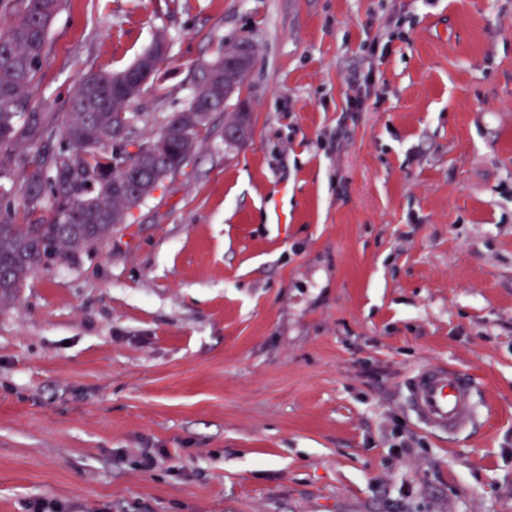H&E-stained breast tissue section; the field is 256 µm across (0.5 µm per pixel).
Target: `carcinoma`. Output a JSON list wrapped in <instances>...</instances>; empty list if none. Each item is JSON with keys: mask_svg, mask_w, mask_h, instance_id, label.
Returning a JSON list of instances; mask_svg holds the SVG:
<instances>
[{"mask_svg": "<svg viewBox=\"0 0 512 512\" xmlns=\"http://www.w3.org/2000/svg\"><path fill=\"white\" fill-rule=\"evenodd\" d=\"M62 0H0L16 20L0 32V180L11 176L17 148L34 150L23 169L22 204L0 210V302L12 299L38 269L71 263L125 222L128 212L156 190V168L179 171L202 132L185 138L201 112L224 110V85L240 87L246 71L224 75L219 59L197 77L187 106L165 118L158 133L140 138L132 111L141 99L143 70L158 69L165 56L147 50L122 71H88L68 105L62 129L55 118L31 112L35 79L46 55L49 26ZM61 135L66 146L45 158L40 144ZM54 216L44 211L46 194Z\"/></svg>", "mask_w": 512, "mask_h": 512, "instance_id": "obj_1", "label": "carcinoma"}]
</instances>
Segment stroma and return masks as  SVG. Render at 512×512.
<instances>
[{
	"mask_svg": "<svg viewBox=\"0 0 512 512\" xmlns=\"http://www.w3.org/2000/svg\"><path fill=\"white\" fill-rule=\"evenodd\" d=\"M160 34L144 137L225 45L255 63L0 303V512H512V0H64L35 111ZM428 363L474 385L456 438L407 407Z\"/></svg>",
	"mask_w": 512,
	"mask_h": 512,
	"instance_id": "obj_1",
	"label": "stroma"
}]
</instances>
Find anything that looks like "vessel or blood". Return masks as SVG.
I'll return each instance as SVG.
<instances>
[{
	"label": "vessel or blood",
	"instance_id": "1",
	"mask_svg": "<svg viewBox=\"0 0 512 512\" xmlns=\"http://www.w3.org/2000/svg\"><path fill=\"white\" fill-rule=\"evenodd\" d=\"M406 400L417 421L436 434L456 436L474 420L470 379L445 364L417 368L408 380Z\"/></svg>",
	"mask_w": 512,
	"mask_h": 512
}]
</instances>
